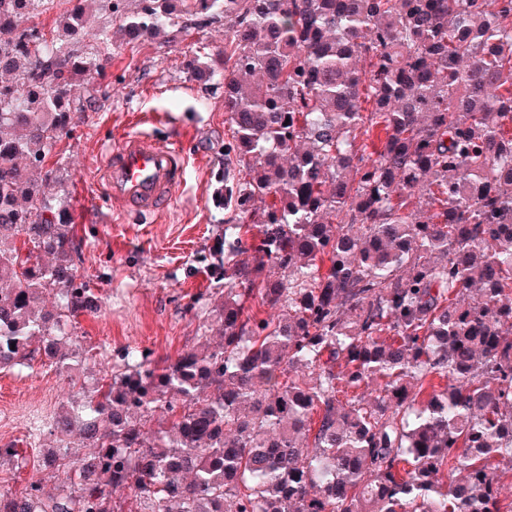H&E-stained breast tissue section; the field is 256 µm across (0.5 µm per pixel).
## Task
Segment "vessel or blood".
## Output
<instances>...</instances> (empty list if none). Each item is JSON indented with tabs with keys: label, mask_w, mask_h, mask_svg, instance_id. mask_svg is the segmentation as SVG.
<instances>
[{
	"label": "vessel or blood",
	"mask_w": 512,
	"mask_h": 512,
	"mask_svg": "<svg viewBox=\"0 0 512 512\" xmlns=\"http://www.w3.org/2000/svg\"><path fill=\"white\" fill-rule=\"evenodd\" d=\"M151 118L138 115L136 131L122 134L99 167L113 215L156 216L185 180L186 157L179 138H161L145 129Z\"/></svg>",
	"instance_id": "b4317fda"
}]
</instances>
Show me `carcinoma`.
Returning <instances> with one entry per match:
<instances>
[{"instance_id":"obj_1","label":"carcinoma","mask_w":512,"mask_h":512,"mask_svg":"<svg viewBox=\"0 0 512 512\" xmlns=\"http://www.w3.org/2000/svg\"><path fill=\"white\" fill-rule=\"evenodd\" d=\"M53 2L0 0V370L109 371L50 425L55 492L0 487V512H123L126 491L129 512H503L512 0H70L48 33L15 24ZM98 8L112 29L87 57ZM221 19L243 223L189 306L201 336L159 360L85 349L69 326L101 298L46 191L85 111L73 81L105 73L115 35L170 47ZM193 46L190 74L211 55Z\"/></svg>"}]
</instances>
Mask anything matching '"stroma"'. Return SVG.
Masks as SVG:
<instances>
[{"label": "stroma", "instance_id": "1", "mask_svg": "<svg viewBox=\"0 0 512 512\" xmlns=\"http://www.w3.org/2000/svg\"><path fill=\"white\" fill-rule=\"evenodd\" d=\"M188 59L186 48L166 50L151 37L114 44L108 94L77 86V96L89 99L87 109L53 157L58 181L50 190L71 204L75 229L87 243L81 271L102 297L100 311L80 317L75 332L101 352L147 346L157 357L173 358L194 346L202 320L186 305L210 286L201 259L222 245L225 225L242 219L217 200L225 177L239 171L229 150L224 89L190 79ZM145 111L161 114L166 134L181 137L186 181L166 211L118 224L98 177L100 157L127 130L130 115ZM70 390L38 362L0 371V443H50L49 426Z\"/></svg>", "mask_w": 512, "mask_h": 512}]
</instances>
